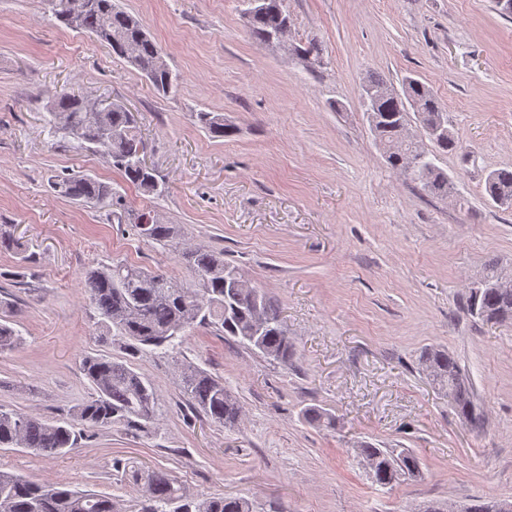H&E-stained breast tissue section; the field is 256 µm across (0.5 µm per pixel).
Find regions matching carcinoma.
<instances>
[{
    "label": "carcinoma",
    "instance_id": "obj_1",
    "mask_svg": "<svg viewBox=\"0 0 512 512\" xmlns=\"http://www.w3.org/2000/svg\"><path fill=\"white\" fill-rule=\"evenodd\" d=\"M47 2L57 21L107 43L112 55L140 71L155 91L166 94L175 87L177 76L158 44L141 21L121 10L115 0H80L74 17L60 8L62 0ZM288 23L282 0H265L247 18L250 34L260 42ZM298 52L312 59V73L324 64L323 49L315 42ZM402 88L403 93L381 96L367 106L370 129L394 171L421 185L427 193L446 197L453 192L448 174L435 164L409 129L410 114H415L425 128L441 119L443 108L433 91L416 78L405 77ZM195 118L214 139L235 133L233 127L224 124V118L213 112L199 111ZM48 124L90 149L103 152L111 159L112 167L142 194L158 197L165 193V183L141 159L140 151L146 145L134 114L123 104L113 102L108 110L95 111L81 95L64 92L50 106ZM431 142L439 153L457 148L448 129ZM48 182L55 192L73 201L109 202L119 208L124 221L133 225L140 237L173 247L193 275L194 282L186 283L122 262L89 270L84 288L100 318L103 335L115 332L124 337L126 349L135 354L146 347L173 350L189 330L217 324L225 337L266 359L283 364L292 361L295 347L280 311L261 289L247 283L235 266L224 261L223 253L179 241L175 225L162 223L150 210L125 207L122 196L112 186L94 178L61 173L50 175ZM485 191L497 205L512 208V169L490 171ZM510 274L496 263L487 265L482 277L469 286L466 312L486 323L512 320V294L506 296L493 288L497 280ZM20 342L12 323L0 318V351L12 350ZM420 361L434 385L453 393L451 407L457 416L473 428H481L483 414L458 361L438 348L426 349ZM81 369L93 393L73 410L69 419H42L0 406V448L17 446L45 457H61L75 447L89 428L118 426L141 433L155 426L159 418L157 394L143 374L103 354L84 356ZM181 377L193 409L224 427L238 423L239 402L223 380L193 364L183 365ZM304 417L317 426L331 428L336 423L332 414L316 407L306 409ZM357 454L372 481L382 488L421 477L418 458L407 451L396 454L366 443L357 449ZM131 478L143 483L140 512H255L252 501L244 497L221 495L204 501L190 500L166 470L155 468ZM0 512H117V505L103 494L76 490L66 484L40 485L0 470Z\"/></svg>",
    "mask_w": 512,
    "mask_h": 512
}]
</instances>
